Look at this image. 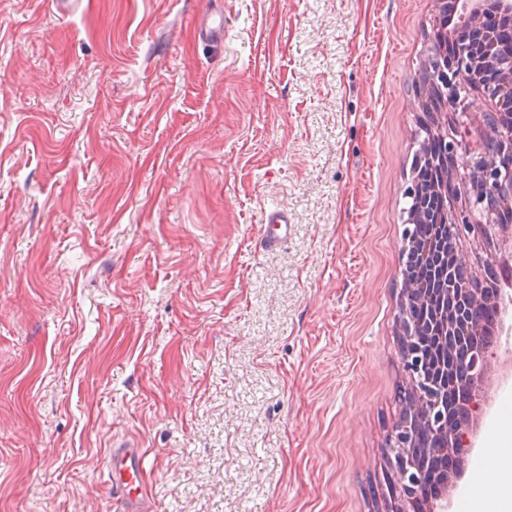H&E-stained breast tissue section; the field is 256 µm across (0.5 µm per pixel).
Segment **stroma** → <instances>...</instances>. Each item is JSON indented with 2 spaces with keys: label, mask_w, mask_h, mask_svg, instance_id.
<instances>
[{
  "label": "stroma",
  "mask_w": 512,
  "mask_h": 512,
  "mask_svg": "<svg viewBox=\"0 0 512 512\" xmlns=\"http://www.w3.org/2000/svg\"><path fill=\"white\" fill-rule=\"evenodd\" d=\"M436 9L0 0V512H120L129 443L149 512H385ZM500 245L476 225L458 258ZM487 393L448 512L512 452ZM264 223L259 226V242L266 251H275L284 247L290 234L288 212L274 209L264 214ZM145 452L133 445L111 448L107 469L110 488L123 512H141V485L145 469Z\"/></svg>",
  "instance_id": "stroma-1"
}]
</instances>
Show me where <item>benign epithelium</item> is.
Segmentation results:
<instances>
[{"label": "benign epithelium", "mask_w": 512, "mask_h": 512, "mask_svg": "<svg viewBox=\"0 0 512 512\" xmlns=\"http://www.w3.org/2000/svg\"><path fill=\"white\" fill-rule=\"evenodd\" d=\"M460 18L448 32V6H443L434 27L433 47L423 62L419 80L418 104L432 113L421 143L423 170L429 178L411 181L408 198L414 207L407 223H433L438 239L422 249L421 264L429 266L434 287L425 288L419 271L402 272L403 289L398 320L403 339L425 327L445 352L465 351L464 374L448 379V368L435 369L429 360L404 359L409 398L403 425L396 428L387 448L390 480L400 491L404 506L394 512H409L408 505L421 497L422 471L415 461L414 446L405 431L409 427H427L440 432L448 453L471 447L469 429L473 413L482 404V383L491 362L499 370H512V357L498 353L485 338L502 330L498 319L484 316L486 305L504 311L501 290L488 293L486 276H478L463 267L457 258L458 240L479 217L487 224L512 230V63L503 62L495 53L499 26L512 27V0H457ZM476 89L497 102L493 112L477 116L468 111L469 91ZM454 112L453 133H448V110ZM475 126L483 133V149L466 172L448 165L459 153L468 151L462 131ZM470 184L469 209L455 208L456 182ZM420 313L424 321H415ZM459 395L456 412L448 414V391Z\"/></svg>", "instance_id": "obj_1"}]
</instances>
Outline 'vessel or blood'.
Returning a JSON list of instances; mask_svg holds the SVG:
<instances>
[{"mask_svg":"<svg viewBox=\"0 0 512 512\" xmlns=\"http://www.w3.org/2000/svg\"><path fill=\"white\" fill-rule=\"evenodd\" d=\"M289 233L287 210L266 212L264 222L259 227L260 245L267 251L280 249L286 245ZM145 458L142 449L130 445L109 451L107 469L110 487L123 512H141Z\"/></svg>","mask_w":512,"mask_h":512,"instance_id":"vessel-or-blood-1","label":"vessel or blood"}]
</instances>
